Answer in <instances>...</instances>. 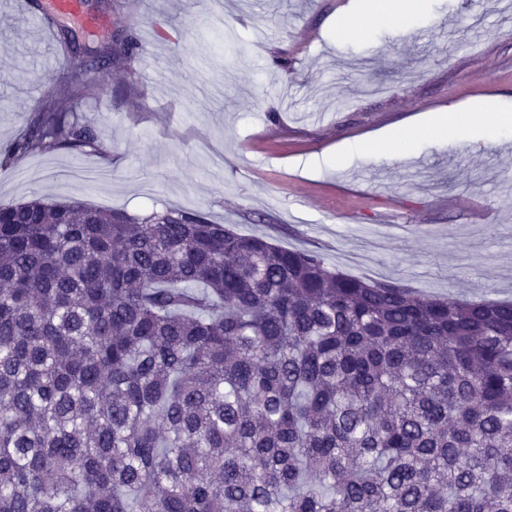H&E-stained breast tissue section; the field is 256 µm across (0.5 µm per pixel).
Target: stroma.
<instances>
[{"label":"stroma","mask_w":512,"mask_h":512,"mask_svg":"<svg viewBox=\"0 0 512 512\" xmlns=\"http://www.w3.org/2000/svg\"><path fill=\"white\" fill-rule=\"evenodd\" d=\"M24 3L0 0V148L74 58ZM347 5L359 17L369 2L109 0L95 39L133 28L144 51L88 74L76 117L102 132L103 153L0 168V205L199 210L358 278L512 299V127L414 134L403 153L369 140L451 103L512 113V0H418L359 31Z\"/></svg>","instance_id":"obj_1"}]
</instances>
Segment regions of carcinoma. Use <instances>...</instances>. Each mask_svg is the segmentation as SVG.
Here are the masks:
<instances>
[{
	"mask_svg": "<svg viewBox=\"0 0 512 512\" xmlns=\"http://www.w3.org/2000/svg\"><path fill=\"white\" fill-rule=\"evenodd\" d=\"M88 67L0 167L102 152L69 118ZM0 512H512V301L198 210L0 206Z\"/></svg>",
	"mask_w": 512,
	"mask_h": 512,
	"instance_id": "obj_1",
	"label": "carcinoma"
}]
</instances>
